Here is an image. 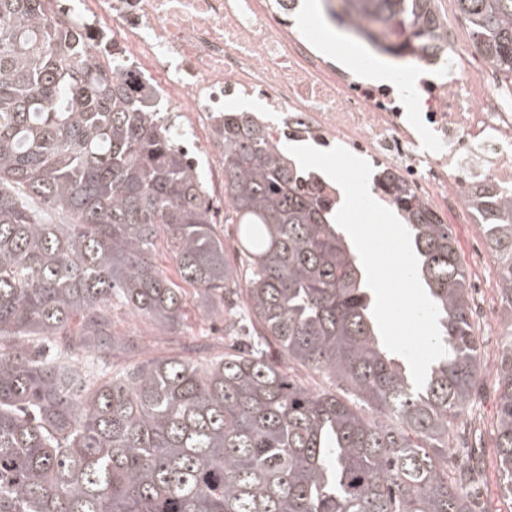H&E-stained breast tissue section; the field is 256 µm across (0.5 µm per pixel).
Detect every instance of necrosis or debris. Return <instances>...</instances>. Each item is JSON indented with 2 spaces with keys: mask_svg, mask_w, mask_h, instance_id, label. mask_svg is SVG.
Instances as JSON below:
<instances>
[{
  "mask_svg": "<svg viewBox=\"0 0 512 512\" xmlns=\"http://www.w3.org/2000/svg\"><path fill=\"white\" fill-rule=\"evenodd\" d=\"M94 62L146 98L174 141L210 161L224 200L217 129L225 104L254 105L269 143L341 146L373 168L377 202L400 186L444 224H462L476 190L512 195V85L472 48L418 54L412 75L375 85L297 30L290 0H49Z\"/></svg>",
  "mask_w": 512,
  "mask_h": 512,
  "instance_id": "1",
  "label": "necrosis or debris"
}]
</instances>
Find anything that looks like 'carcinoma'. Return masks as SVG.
I'll use <instances>...</instances> for the list:
<instances>
[{"instance_id": "obj_1", "label": "carcinoma", "mask_w": 512, "mask_h": 512, "mask_svg": "<svg viewBox=\"0 0 512 512\" xmlns=\"http://www.w3.org/2000/svg\"><path fill=\"white\" fill-rule=\"evenodd\" d=\"M477 51L512 81V0H456ZM387 51L439 50L435 0H328ZM143 99L89 58L47 0H0V512H474L450 441L479 371L453 228L403 189L394 208L439 309L447 354L416 389L378 336L360 261L240 114L224 120V248L207 189ZM67 218L50 221L45 208ZM470 207L512 309V197ZM163 244L187 297L157 263ZM124 306L176 334L224 311L248 346L108 360ZM330 380L314 390L269 357ZM494 389L512 495V332Z\"/></svg>"}]
</instances>
